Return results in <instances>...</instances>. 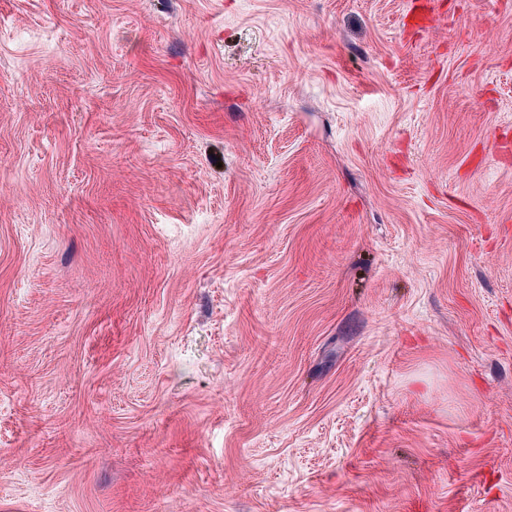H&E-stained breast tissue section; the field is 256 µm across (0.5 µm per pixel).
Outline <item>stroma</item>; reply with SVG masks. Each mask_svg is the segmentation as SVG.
<instances>
[{"label": "stroma", "instance_id": "35a3bbf8", "mask_svg": "<svg viewBox=\"0 0 512 512\" xmlns=\"http://www.w3.org/2000/svg\"><path fill=\"white\" fill-rule=\"evenodd\" d=\"M0 0V512H512V0Z\"/></svg>", "mask_w": 512, "mask_h": 512}]
</instances>
